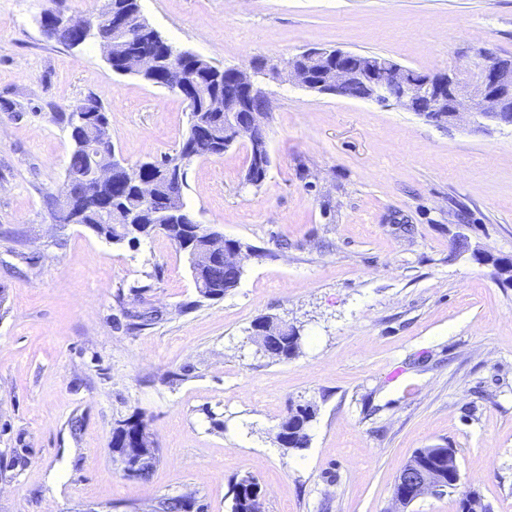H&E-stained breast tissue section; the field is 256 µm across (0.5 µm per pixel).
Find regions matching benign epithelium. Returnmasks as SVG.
I'll list each match as a JSON object with an SVG mask.
<instances>
[{
  "instance_id": "benign-epithelium-1",
  "label": "benign epithelium",
  "mask_w": 512,
  "mask_h": 512,
  "mask_svg": "<svg viewBox=\"0 0 512 512\" xmlns=\"http://www.w3.org/2000/svg\"><path fill=\"white\" fill-rule=\"evenodd\" d=\"M38 24L43 32L79 48L89 43L98 45L109 60L112 55V42L97 37L101 29H109L115 34H124L133 27L147 28L149 24L140 14L127 16L112 12V0H101V6L93 17L75 18L61 10L47 9L42 13ZM355 53L342 49H308L288 61L281 69L271 65L270 77L276 80L295 82L311 91L321 94L345 96L348 88L356 82H363L367 92L365 100L392 103L411 111L429 122L438 125L454 126L462 120L476 130L492 127L512 128V67L500 63L495 57L484 53L482 62L465 72H437L417 76L389 59L375 58L359 67L351 65ZM244 98L266 97L265 91L252 81L249 70L239 71ZM395 84L398 93L389 97L387 85ZM167 88L179 94L191 112L199 110V97L193 83L178 68L168 74ZM73 114L70 134L77 138L79 133L92 122V114L81 102L72 107ZM270 112V101L252 116L251 125H237L235 114L224 113V133L218 135L206 128L207 139L213 150L221 144L230 145L241 139H249L263 161H268V147L264 126ZM110 134L99 129L98 138L83 140V147L90 155L97 157L108 147ZM130 170L120 157H111L107 162H96L88 179L97 186L112 181L117 168ZM88 208L100 210L102 217L108 216V205L96 197L75 202L65 197L59 200L55 221L59 224H78ZM192 233L210 238V252L222 254L224 266L240 269L242 258L234 245L224 242V234L193 224ZM461 483V475L452 448H424L419 450L399 471L394 487V512H409V507L425 494H441Z\"/></svg>"
}]
</instances>
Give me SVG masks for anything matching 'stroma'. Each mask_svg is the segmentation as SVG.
Masks as SVG:
<instances>
[{
    "label": "stroma",
    "instance_id": "obj_1",
    "mask_svg": "<svg viewBox=\"0 0 512 512\" xmlns=\"http://www.w3.org/2000/svg\"><path fill=\"white\" fill-rule=\"evenodd\" d=\"M0 0V512H152L193 495L230 512L254 477L262 512H392L421 448L453 447L461 487L512 512V129L438 126L394 106L267 83L270 165L243 184L240 140L187 168L202 224L261 248L224 298L200 299L166 236L108 242L58 224L48 198L73 143L59 113L93 97L129 164L178 150L184 100L112 72L97 45L48 38L47 8ZM174 46L218 67L285 65L313 47L426 74L512 56V0H140ZM134 312L154 324L132 328ZM262 318L300 332L257 353ZM309 445L281 448L291 408ZM143 416L160 450L123 477L110 442ZM315 415L311 406H297L296 409H291L288 416L280 423H288L295 432L292 434L293 439L291 446L285 448L286 450H301L307 448L309 443L308 428L310 422ZM259 485L253 477H242L234 481L231 485V512H248L249 506V489Z\"/></svg>",
    "mask_w": 512,
    "mask_h": 512
}]
</instances>
